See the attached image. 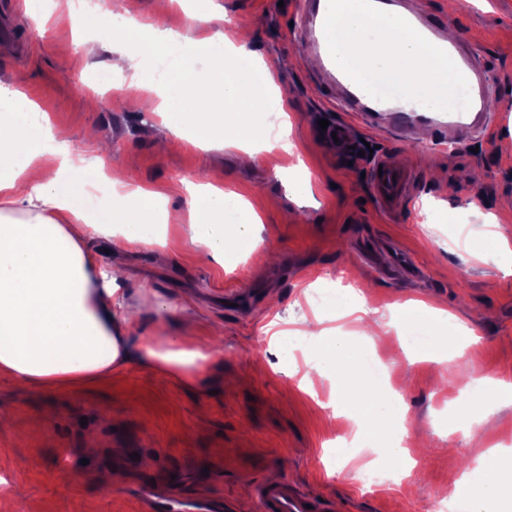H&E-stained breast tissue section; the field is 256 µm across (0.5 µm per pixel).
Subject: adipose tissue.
<instances>
[{
	"label": "adipose tissue",
	"mask_w": 512,
	"mask_h": 512,
	"mask_svg": "<svg viewBox=\"0 0 512 512\" xmlns=\"http://www.w3.org/2000/svg\"><path fill=\"white\" fill-rule=\"evenodd\" d=\"M111 21L106 11L87 18L140 58L132 83L156 94L151 109L169 130L188 129L197 145L221 143L255 156L252 141L265 127L270 100L281 93L247 39L233 42L219 30L162 33L147 24L132 34L113 29ZM199 51L209 71L198 69ZM39 112L23 93L0 85V376L40 393L103 379L135 356L144 366L197 383L211 354L193 336L188 314H180L176 335L144 336L137 349L129 347L127 331L141 316L124 299L126 252L160 242L169 220L160 194L108 176L102 156H72L65 128L38 121ZM48 166L56 169L50 180ZM188 205L185 229L201 255L228 266L239 252L256 253L259 241L248 230L256 212L242 195L201 186ZM93 231L121 241L109 252L105 276L85 245ZM310 355L316 377H298L293 363L288 377L309 393L315 378L328 380L337 409L361 420L356 438L393 425L391 405L356 370L344 338L312 344ZM479 467L480 483L464 476L456 482L472 512L512 501V478L499 457L487 453Z\"/></svg>",
	"instance_id": "adipose-tissue-1"
}]
</instances>
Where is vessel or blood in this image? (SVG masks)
Wrapping results in <instances>:
<instances>
[{
    "label": "vessel or blood",
    "instance_id": "obj_1",
    "mask_svg": "<svg viewBox=\"0 0 512 512\" xmlns=\"http://www.w3.org/2000/svg\"><path fill=\"white\" fill-rule=\"evenodd\" d=\"M328 0H302L299 23L308 29L324 25ZM316 50L322 58V70L330 75L340 88L338 107L358 112L372 124L387 131L407 136L421 124L433 126L452 135L478 131L494 121L488 110L490 82L478 66L468 60L460 46L449 49L448 55L465 76L474 94L471 104L463 112H433L417 101L400 103L398 100L382 101L369 96L344 71L337 69L326 38L316 40ZM371 195L377 206L386 212L396 210L408 197L413 182L412 170L403 162L382 155L369 166ZM260 512H319L321 505L300 487L287 482L259 481L254 485Z\"/></svg>",
    "mask_w": 512,
    "mask_h": 512
}]
</instances>
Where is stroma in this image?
<instances>
[{
	"mask_svg": "<svg viewBox=\"0 0 512 512\" xmlns=\"http://www.w3.org/2000/svg\"><path fill=\"white\" fill-rule=\"evenodd\" d=\"M200 1L156 13L154 0H99L121 17L185 32ZM210 29L245 25L259 58L277 75L288 100L292 153L258 152L242 165L239 150L203 151L143 111L128 91L134 71L111 42L84 57L78 41L90 29L69 19V0H50L41 35L27 25L26 8L0 14V84L19 89L70 130L74 153L96 156L85 137L94 128L110 142L107 165L125 171L130 186L163 195L170 215L185 218L188 189L211 184L244 194L256 205L263 263L249 256L225 268L200 264L179 227L163 250L141 245L126 259L127 301L146 310L167 303L172 314L190 309L202 327L220 324L206 339L214 365L202 384L188 388L168 375L130 363L91 386L51 389L34 396L0 379V500L11 512H141L140 488L160 505L173 494L223 505V512H259L256 479L290 481L324 505L323 512H469L454 488L462 472L478 479V459L495 451L512 459V0H469L449 15L448 0H412L414 11L454 23L470 40V54L494 82V122L474 137L440 146L441 136L404 140L373 130L352 113L334 109L337 86L312 64L308 37L291 25L298 0H204ZM343 124L356 138L413 169L403 207L378 211L365 165L348 166L319 139L320 120ZM314 185L299 195L295 165ZM364 298L369 321L386 335L371 354L382 365L397 400L395 416L408 453L397 456L379 486L362 481L374 449L339 447L355 431L352 420L326 409L328 388L294 390L285 343L305 322L322 318L338 334L361 331L353 317H337L331 295ZM423 298L446 311L447 323L428 335L465 327L472 340L450 363L410 357L400 338L406 327L398 305ZM495 379L470 434L452 412L469 388L472 362ZM69 470V485L57 480ZM181 476L173 488L172 476Z\"/></svg>",
	"mask_w": 512,
	"mask_h": 512,
	"instance_id": "35a3bbf8",
	"label": "stroma"
}]
</instances>
